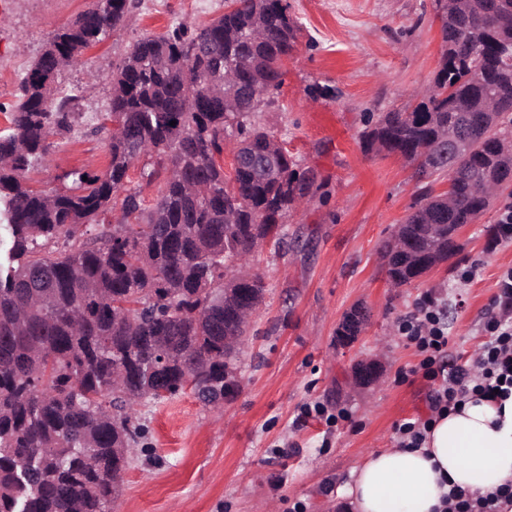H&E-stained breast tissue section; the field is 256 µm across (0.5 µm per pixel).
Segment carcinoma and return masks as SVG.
Returning <instances> with one entry per match:
<instances>
[{"instance_id":"1","label":"carcinoma","mask_w":512,"mask_h":512,"mask_svg":"<svg viewBox=\"0 0 512 512\" xmlns=\"http://www.w3.org/2000/svg\"><path fill=\"white\" fill-rule=\"evenodd\" d=\"M441 57L431 88L404 110L385 112L366 149L416 164L426 180L392 238L405 247L387 263L399 288L460 250L453 232L493 203L474 176L509 189L512 157V0H436ZM132 0H92L50 38L32 63L0 131V512H112L130 448L143 428L134 407L186 386L219 410L246 333L243 302L260 306L259 275L235 268L260 243L283 242L282 224L313 185L288 149L252 121L273 103L282 63L300 26L288 0H231L224 15L191 31L174 26L138 40L111 75L101 123L109 163L71 172L46 193L26 174L49 137L73 133L80 91L59 93L62 72L119 26ZM175 125H170V122ZM466 125L470 153L447 155L445 136ZM274 159L275 175L217 156L224 137ZM158 181L148 204L130 185L132 163ZM448 177L449 191L433 183ZM124 222H105L115 199ZM95 224L91 237L78 227Z\"/></svg>"}]
</instances>
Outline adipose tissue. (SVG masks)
Instances as JSON below:
<instances>
[{"instance_id": "ef3b65f1", "label": "adipose tissue", "mask_w": 512, "mask_h": 512, "mask_svg": "<svg viewBox=\"0 0 512 512\" xmlns=\"http://www.w3.org/2000/svg\"><path fill=\"white\" fill-rule=\"evenodd\" d=\"M512 484V396L471 399L437 417L419 448L370 453L337 492L354 512H445L452 487L483 495Z\"/></svg>"}]
</instances>
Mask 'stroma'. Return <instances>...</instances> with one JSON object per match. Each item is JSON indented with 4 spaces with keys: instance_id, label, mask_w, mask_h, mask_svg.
<instances>
[{
    "instance_id": "stroma-1",
    "label": "stroma",
    "mask_w": 512,
    "mask_h": 512,
    "mask_svg": "<svg viewBox=\"0 0 512 512\" xmlns=\"http://www.w3.org/2000/svg\"><path fill=\"white\" fill-rule=\"evenodd\" d=\"M301 26L283 67L274 105L255 120L285 143L316 186L288 218L281 249L265 245L252 268L265 300L237 356L238 384L222 412L192 390L137 406L145 434L130 454L112 512H346L336 490L374 450L395 447L393 426L427 417L432 381L421 357L396 332L421 297L442 310L449 364L463 366L486 339L500 274L512 268V241L498 224L502 196L459 235L462 250L424 277L390 287L381 248L408 213L421 185L404 159L365 153L369 116L407 106L433 81L440 60L435 0H289ZM91 0H0V105L12 103L26 69L60 27ZM226 0H135L121 26L66 69L60 91L80 88L76 131L28 172L47 192L70 173H101L103 137L90 129L111 95L109 76L140 38L223 15ZM473 278H464L467 269ZM367 322L348 347L336 342L345 313ZM380 360V379L357 386L353 365ZM333 414L301 419L303 406Z\"/></svg>"
}]
</instances>
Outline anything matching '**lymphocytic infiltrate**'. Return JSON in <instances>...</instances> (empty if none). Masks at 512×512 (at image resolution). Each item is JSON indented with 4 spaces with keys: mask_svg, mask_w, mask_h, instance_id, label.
Instances as JSON below:
<instances>
[{
    "mask_svg": "<svg viewBox=\"0 0 512 512\" xmlns=\"http://www.w3.org/2000/svg\"><path fill=\"white\" fill-rule=\"evenodd\" d=\"M497 300L500 312L486 323L488 339L476 361L480 374L474 379L468 370L444 363L448 328L431 300L420 301L418 315L401 319V339L415 346L422 356L419 370L424 377L439 383L429 402L433 412L455 411L473 397L492 400L512 393V269L498 281Z\"/></svg>",
    "mask_w": 512,
    "mask_h": 512,
    "instance_id": "f902f5d3",
    "label": "lymphocytic infiltrate"
}]
</instances>
